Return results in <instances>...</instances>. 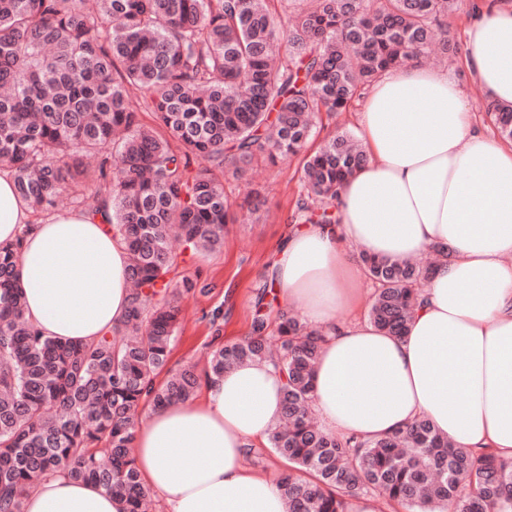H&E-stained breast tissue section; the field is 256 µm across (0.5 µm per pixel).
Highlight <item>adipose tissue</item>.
Here are the masks:
<instances>
[{
	"label": "adipose tissue",
	"mask_w": 512,
	"mask_h": 512,
	"mask_svg": "<svg viewBox=\"0 0 512 512\" xmlns=\"http://www.w3.org/2000/svg\"><path fill=\"white\" fill-rule=\"evenodd\" d=\"M464 64L512 104V4L471 12ZM369 162L341 188L339 224L291 227L273 286L324 334L311 407L326 433L377 438L428 418L454 448L494 449L512 466V142L489 139L447 73L413 65L370 88L358 114ZM24 235L17 280L26 319L44 335L89 342L125 316L128 255L103 215L30 221L0 174V244ZM405 259L450 251L436 265L405 336L358 320L366 275L353 253ZM345 312L349 321L336 319ZM284 375L253 361L203 381L199 403L147 408L134 446L146 492L164 512H285L271 476L246 449L268 440ZM118 496L54 477L23 512H120Z\"/></svg>",
	"instance_id": "1"
}]
</instances>
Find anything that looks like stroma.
<instances>
[{"instance_id":"stroma-1","label":"stroma","mask_w":512,"mask_h":512,"mask_svg":"<svg viewBox=\"0 0 512 512\" xmlns=\"http://www.w3.org/2000/svg\"><path fill=\"white\" fill-rule=\"evenodd\" d=\"M440 68L447 71L474 109L477 126L496 136L494 125L479 108L482 92L464 66L462 55L442 62ZM300 167L297 156L274 165L258 157L242 174H225L224 193L239 207V220L228 226L223 247L209 253H186L179 265V274L190 277L197 286L182 303L170 368L189 363L204 366L217 346L248 335L258 307L267 306L269 315H276L273 294L266 284L272 275L273 253L287 234L296 204L304 194ZM254 189L261 192L265 204L251 215L242 205Z\"/></svg>"}]
</instances>
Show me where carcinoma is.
I'll return each instance as SVG.
<instances>
[{
  "instance_id": "carcinoma-1",
  "label": "carcinoma",
  "mask_w": 512,
  "mask_h": 512,
  "mask_svg": "<svg viewBox=\"0 0 512 512\" xmlns=\"http://www.w3.org/2000/svg\"><path fill=\"white\" fill-rule=\"evenodd\" d=\"M0 0V172L31 211L64 195L106 206L128 251L131 306L109 334L62 343L25 318L15 283L24 235L0 245V512H23L27 493L66 475L147 512L133 442L140 407L192 399V367L165 366L183 295L172 238L214 251L233 222L224 174L256 156L304 153L321 112H342L386 71L432 49L455 55L448 28L455 0H311L282 21L267 0ZM504 141L512 105L484 103ZM154 115L158 129L136 121ZM230 148H225V145ZM98 163L105 194L80 197L84 159ZM367 163L346 132L329 136L302 169L307 197L294 222L334 224L338 190ZM376 285L368 319L395 337L407 331L430 267L364 253ZM268 315L248 336L213 351L208 373L267 360L286 377L269 447L288 463L277 486L286 512H348V499L377 494L410 512H512V467L491 448L462 452L421 417L362 441L325 433L312 420V373L322 335L282 309L279 347Z\"/></svg>"
}]
</instances>
